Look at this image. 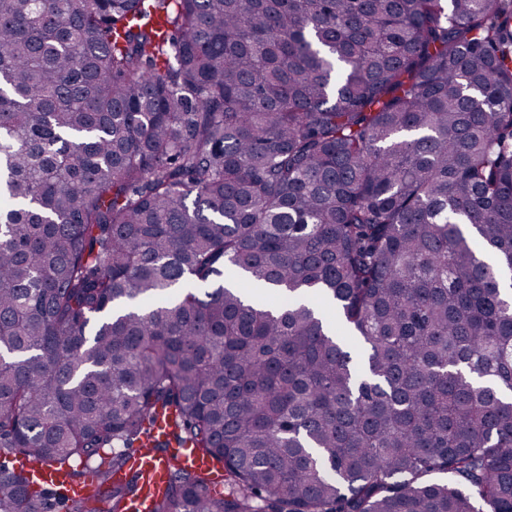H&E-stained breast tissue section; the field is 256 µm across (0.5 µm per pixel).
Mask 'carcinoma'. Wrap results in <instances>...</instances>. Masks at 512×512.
<instances>
[{
    "label": "carcinoma",
    "mask_w": 512,
    "mask_h": 512,
    "mask_svg": "<svg viewBox=\"0 0 512 512\" xmlns=\"http://www.w3.org/2000/svg\"><path fill=\"white\" fill-rule=\"evenodd\" d=\"M171 439L152 512H512V0H0V512ZM34 476L43 486L53 489L61 488L71 496L76 497L85 495L86 490L95 483L90 473H85L80 481H71L47 466L34 468Z\"/></svg>",
    "instance_id": "cac0c4a2"
}]
</instances>
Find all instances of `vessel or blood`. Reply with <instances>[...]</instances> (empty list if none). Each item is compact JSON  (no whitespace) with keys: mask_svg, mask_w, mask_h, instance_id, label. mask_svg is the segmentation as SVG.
<instances>
[{"mask_svg":"<svg viewBox=\"0 0 512 512\" xmlns=\"http://www.w3.org/2000/svg\"><path fill=\"white\" fill-rule=\"evenodd\" d=\"M131 464L141 472L142 485L138 496L130 503L128 512H150L151 501L164 489L172 466L192 469H206L210 466L209 460L191 448H173L164 453L146 455L136 450L132 453ZM34 476L43 486L59 488L76 497L85 495L94 483L92 475L87 474L81 480L73 481L47 466L35 468Z\"/></svg>","mask_w":512,"mask_h":512,"instance_id":"b4317fda","label":"vessel or blood"}]
</instances>
